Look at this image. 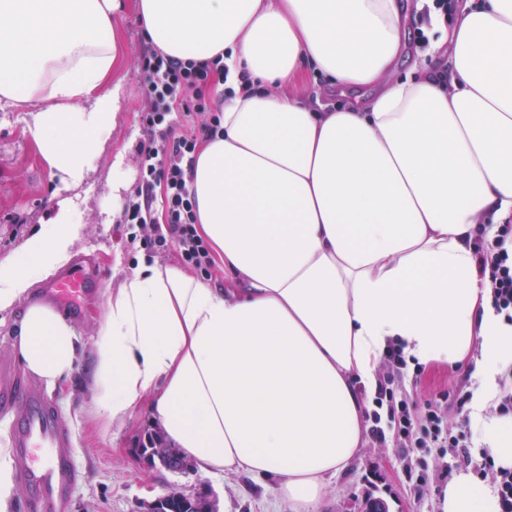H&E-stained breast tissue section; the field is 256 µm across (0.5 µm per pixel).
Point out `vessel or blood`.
I'll list each match as a JSON object with an SVG mask.
<instances>
[{
	"label": "vessel or blood",
	"mask_w": 512,
	"mask_h": 512,
	"mask_svg": "<svg viewBox=\"0 0 512 512\" xmlns=\"http://www.w3.org/2000/svg\"><path fill=\"white\" fill-rule=\"evenodd\" d=\"M83 264L55 276L42 295L60 312H82L97 288ZM0 406L14 415L10 429L18 476L32 490L29 512H65L78 471L69 453L71 433L55 402L20 380L0 385Z\"/></svg>",
	"instance_id": "obj_1"
}]
</instances>
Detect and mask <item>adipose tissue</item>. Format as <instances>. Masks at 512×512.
<instances>
[{
    "instance_id": "1",
    "label": "adipose tissue",
    "mask_w": 512,
    "mask_h": 512,
    "mask_svg": "<svg viewBox=\"0 0 512 512\" xmlns=\"http://www.w3.org/2000/svg\"><path fill=\"white\" fill-rule=\"evenodd\" d=\"M147 38L180 61L223 55V133L188 179L197 228L224 262L215 287L175 264H141L108 298L91 353L103 426L147 411L199 470L251 475L294 512L366 442V397L391 341L407 356L473 361L480 441L512 469V416L485 412L512 374V323L496 314L474 240L512 219V0H465L394 78L407 39L400 0H132ZM121 0H0V102L29 128L63 188L95 169L124 95L113 79ZM311 68L373 88L320 112L276 92ZM82 227L71 204L0 260V312L62 267ZM24 369L71 376L79 338L33 302L14 328ZM441 512H500L457 474Z\"/></svg>"
}]
</instances>
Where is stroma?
I'll list each match as a JSON object with an SVG mask.
<instances>
[{"mask_svg": "<svg viewBox=\"0 0 512 512\" xmlns=\"http://www.w3.org/2000/svg\"><path fill=\"white\" fill-rule=\"evenodd\" d=\"M114 26L119 39L117 75L123 80L124 96L112 137L103 146L95 171L82 185L60 189L49 176L25 113L0 109V259L22 253L59 202L67 201L78 208L83 222L70 261L84 263L101 282L100 291L88 301L84 316L74 322L83 350L69 379L47 388L28 375L18 361L13 330L25 308L21 302L12 311L0 313V377L23 379L57 403L72 435L70 453L80 474L70 493L68 512H148L149 503L156 498L174 490L187 493L200 486L210 490L216 512H290L243 474L227 472L214 477L197 472L184 476L144 466L135 450L153 424L150 415L142 411L105 430L92 410L90 350L103 323L109 294L141 262L174 261L173 256L159 254L150 244L129 243L132 225L123 223L121 214L111 211L112 162L116 153H123V166L128 173V186L122 190V197H130L140 181L139 145L144 132L137 57L147 43L133 8H125ZM280 91L327 106L343 99L340 89L328 86L324 78L311 72L284 84ZM423 367L419 374L406 369L401 384L403 392L417 403L476 388L468 367L439 360L424 362ZM409 463L415 470L428 473L429 492L417 493L407 480L405 466ZM466 468L462 455L446 448H413L406 452L395 442L380 445L371 440L350 466L329 479L320 512H360L369 498L382 499L389 512H439L447 476Z\"/></svg>", "mask_w": 512, "mask_h": 512, "instance_id": "35a3bbf8", "label": "stroma"}]
</instances>
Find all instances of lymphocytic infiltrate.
<instances>
[{
	"instance_id": "lymphocytic-infiltrate-1",
	"label": "lymphocytic infiltrate",
	"mask_w": 512,
	"mask_h": 512,
	"mask_svg": "<svg viewBox=\"0 0 512 512\" xmlns=\"http://www.w3.org/2000/svg\"><path fill=\"white\" fill-rule=\"evenodd\" d=\"M142 75L141 96L145 101L141 122L145 138L140 144L141 179L124 207L125 223L137 225L162 247H172L176 258L196 274H211L213 260L207 243L196 229L195 202L187 188V177L195 164L199 138L215 137L223 114L214 108L212 94L224 82L222 57L202 62L172 59L149 46L138 57ZM162 186L163 196L154 199L153 189ZM161 202L162 215L154 217L153 204ZM512 225L504 224L495 242L476 239V256L481 275L487 276L492 305L512 322ZM407 365L400 344H391L384 356L385 371L379 379L374 402L368 412L371 438L385 443L394 432L401 448H464L467 433L451 434L444 426L449 410L462 418L471 411L469 393L454 394L450 405L434 401L417 410L400 388Z\"/></svg>"
}]
</instances>
